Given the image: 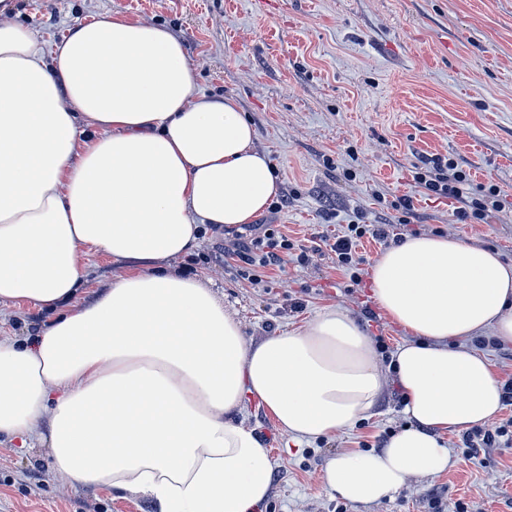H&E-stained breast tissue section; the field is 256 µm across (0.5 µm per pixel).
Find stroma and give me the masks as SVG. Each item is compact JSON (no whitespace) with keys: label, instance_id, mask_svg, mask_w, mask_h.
<instances>
[{"label":"stroma","instance_id":"35a3bbf8","mask_svg":"<svg viewBox=\"0 0 512 512\" xmlns=\"http://www.w3.org/2000/svg\"><path fill=\"white\" fill-rule=\"evenodd\" d=\"M16 23L60 41L68 25L103 14L162 25L178 37L201 88L232 96L250 116L255 146L279 179V224L296 245L338 237L353 221L393 224L399 199L411 223L497 250L512 261V0H16ZM452 158L474 184L497 185L502 212L460 223L454 203L416 183L417 168ZM223 236L207 233L190 256L246 340L304 327L329 306L345 309L369 337L397 348L408 334L379 312L369 280L350 282L331 256L289 260L263 283L224 262ZM395 378L369 419L336 437L287 449L255 397L244 417L274 462L265 512H512V447L468 458L466 430L445 434L454 467L410 478L393 497L366 507L327 489L337 454L376 451L407 419ZM0 512H156L144 498L55 475L48 449L0 439Z\"/></svg>","mask_w":512,"mask_h":512}]
</instances>
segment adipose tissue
<instances>
[{
  "instance_id": "ef3b65f1",
  "label": "adipose tissue",
  "mask_w": 512,
  "mask_h": 512,
  "mask_svg": "<svg viewBox=\"0 0 512 512\" xmlns=\"http://www.w3.org/2000/svg\"><path fill=\"white\" fill-rule=\"evenodd\" d=\"M13 8L0 0V306L53 316L35 337L0 336V437L158 512H264L272 460L247 397L298 448L370 418L386 369L336 306L247 342L202 276L178 268L208 226L251 223L280 185L238 102L199 91L172 32L103 15L47 49L9 22ZM89 250L123 273L83 301ZM370 281L409 334L390 367L408 423L378 452L327 463L325 485L360 505L447 470L440 433L503 406L467 340L512 344V264L497 251L411 237Z\"/></svg>"
}]
</instances>
